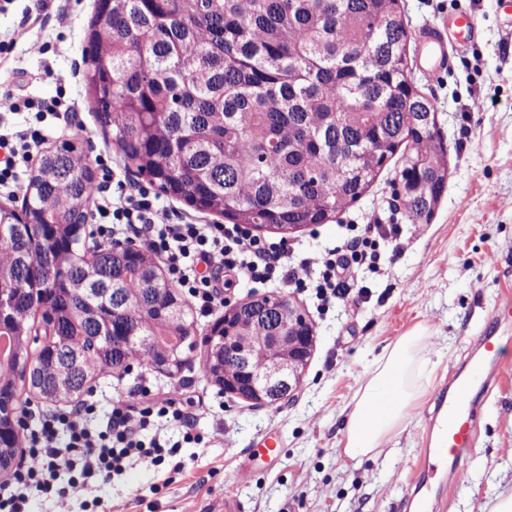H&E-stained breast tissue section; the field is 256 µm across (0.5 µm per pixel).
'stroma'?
<instances>
[{"label": "stroma", "mask_w": 512, "mask_h": 512, "mask_svg": "<svg viewBox=\"0 0 512 512\" xmlns=\"http://www.w3.org/2000/svg\"><path fill=\"white\" fill-rule=\"evenodd\" d=\"M408 32L410 80L432 97L448 142L447 190L429 222L416 223L401 206L399 163L388 160L377 181L332 221L290 234L262 230V237L286 240L297 252L338 244L350 224L376 216L403 228V252L382 274L363 279L367 294H350L321 308L313 290L273 283L234 282L230 303L284 294L312 324L316 344L293 400L256 406L225 395L199 368L197 346L180 373L153 368L132 373L102 372L91 385L101 409L113 397H131L141 378L157 392L179 385L201 443L184 445L172 465L139 464L93 491L97 512H224L237 498L242 512H405L403 498L420 464L425 413L481 334L504 294H512V35L505 31L498 0H399ZM96 0H0V89L22 82L26 94L49 99L65 91L73 112H0V134L41 129L39 151L62 141L81 145L95 178L97 158L113 164L118 177L144 185L146 177L127 165L96 121L83 80V48ZM466 11L479 22L478 37L449 34L448 60L438 75L425 72L422 34L426 26L447 31L451 14ZM426 329L438 353L417 383L422 404L373 458L343 453L344 420L375 358L414 328ZM477 434L464 467L446 484L445 512H489L497 496L512 492V365L499 385L477 393ZM284 450L280 464L248 483L235 482L240 466L264 438Z\"/></svg>", "instance_id": "obj_1"}]
</instances>
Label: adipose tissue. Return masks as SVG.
<instances>
[{"label":"adipose tissue","instance_id":"ef3b65f1","mask_svg":"<svg viewBox=\"0 0 512 512\" xmlns=\"http://www.w3.org/2000/svg\"><path fill=\"white\" fill-rule=\"evenodd\" d=\"M424 341L423 332H414L385 349L376 359L347 415L345 456L356 459L376 455L402 429L422 396V390L414 384L412 376L417 368V353ZM384 391L389 394L384 412L370 414V401Z\"/></svg>","mask_w":512,"mask_h":512}]
</instances>
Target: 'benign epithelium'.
<instances>
[{
    "label": "benign epithelium",
    "instance_id": "obj_1",
    "mask_svg": "<svg viewBox=\"0 0 512 512\" xmlns=\"http://www.w3.org/2000/svg\"><path fill=\"white\" fill-rule=\"evenodd\" d=\"M257 317L272 324L271 335L256 337L223 336L222 326L208 330L206 340L209 352L223 353L224 360L240 367L236 375L224 374V393L263 406H274L295 395L311 359L315 336L312 325L304 316L283 319V313L292 309V303L279 295L252 299ZM276 348V354L266 359L257 371L251 368V358Z\"/></svg>",
    "mask_w": 512,
    "mask_h": 512
}]
</instances>
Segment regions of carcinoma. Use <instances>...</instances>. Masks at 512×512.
<instances>
[{
	"mask_svg": "<svg viewBox=\"0 0 512 512\" xmlns=\"http://www.w3.org/2000/svg\"><path fill=\"white\" fill-rule=\"evenodd\" d=\"M89 29L84 81L102 130L139 174L198 210L257 229L326 224L398 153L401 181L426 184L399 195L413 221H429L444 194L448 148L425 122L434 102L408 80L399 0H97ZM94 184L81 149L64 142L36 159L30 224L0 206V284L12 301L0 401L69 402L93 370H120L131 354L170 376L187 361L130 346L197 328L181 295L142 270L146 252H82ZM231 328L271 326L246 305ZM15 447L8 427L3 463Z\"/></svg>",
	"mask_w": 512,
	"mask_h": 512,
	"instance_id": "cac0c4a2",
	"label": "carcinoma"
}]
</instances>
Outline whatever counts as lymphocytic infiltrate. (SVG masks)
Listing matches in <instances>:
<instances>
[{
	"mask_svg": "<svg viewBox=\"0 0 512 512\" xmlns=\"http://www.w3.org/2000/svg\"><path fill=\"white\" fill-rule=\"evenodd\" d=\"M100 233H129V241L162 257L171 284L195 299L202 315L223 304L218 273L229 272L255 284L280 281L294 288L314 289L322 304L345 296L359 270L374 273L381 259L380 241L391 238L392 257L402 253L398 225L352 224L341 245L312 255H299L280 241L259 237L245 224H197L178 219L159 205L146 188L130 189L113 179L108 203L98 209ZM214 277L200 274V267ZM97 406L53 411L35 424L20 423V461L11 481L0 492V512H28L29 499L52 497L55 512H71L72 501L84 498L95 482H104L127 468L148 463L159 466L175 458L182 443L200 442L189 431L182 389L164 394L141 382L134 400L113 402L105 425H98ZM185 428L182 441L163 433L166 424Z\"/></svg>",
	"mask_w": 512,
	"mask_h": 512,
	"instance_id": "1",
	"label": "lymphocytic infiltrate"
}]
</instances>
